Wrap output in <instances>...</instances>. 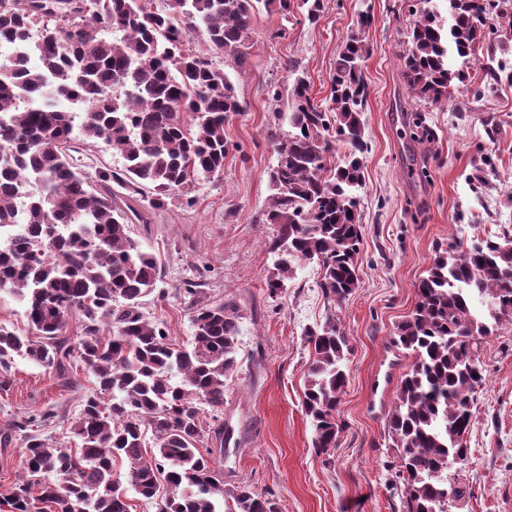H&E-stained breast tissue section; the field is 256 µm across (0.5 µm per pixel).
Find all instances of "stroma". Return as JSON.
<instances>
[{
	"mask_svg": "<svg viewBox=\"0 0 512 512\" xmlns=\"http://www.w3.org/2000/svg\"><path fill=\"white\" fill-rule=\"evenodd\" d=\"M414 0H324L316 22L262 9L253 18L249 64L232 81L245 110L225 135L233 148L220 177L198 181L194 205L175 198L132 236L163 269L161 296L143 310L183 344L193 328L178 289L202 272V295L233 303L239 314L236 365L225 380L224 422L233 438L223 459L224 483L249 484L272 495L279 512H404L392 490L387 461L396 456L387 417L409 365L393 345L397 326L414 308L415 287L436 250L456 241L512 234V0H499L500 18L479 61L493 60L483 82L452 88L430 104L413 97L401 78L410 47ZM362 33L370 54L364 66V181L358 191L362 240L360 281L340 304L328 301L316 265H301L277 296L266 281L273 257L267 246L277 227L263 223L275 163L272 135L289 131L285 106L267 91L290 89L304 77L315 99L330 94L339 50ZM497 169L485 184L473 179L481 157ZM336 316L352 349L338 407L343 426L328 454L312 446L302 408L311 348L306 328ZM487 379L476 394L465 436L467 461L451 471L464 489L451 512H512V319L480 349ZM60 390L51 371L16 359L0 385V426L52 410L51 443L71 445L69 427L92 374L77 369Z\"/></svg>",
	"mask_w": 512,
	"mask_h": 512,
	"instance_id": "35a3bbf8",
	"label": "stroma"
}]
</instances>
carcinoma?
Instances as JSON below:
<instances>
[{"label":"carcinoma","instance_id":"obj_1","mask_svg":"<svg viewBox=\"0 0 512 512\" xmlns=\"http://www.w3.org/2000/svg\"><path fill=\"white\" fill-rule=\"evenodd\" d=\"M0 0V293L19 297L33 336L0 323V372L21 357L65 377L80 366L96 381L70 426L71 448L42 431L56 418L31 414L0 430V444L20 436L25 468L0 512H130L112 479L118 462L128 482L163 512H278L247 484L224 487V468L198 445L204 414L219 420L224 385L236 359L238 314L200 296L194 278L178 288L194 328L177 348L142 311L158 290L156 256L131 236L151 224L168 199L224 172L231 144L224 125L244 111L221 55L238 68L253 48L252 17L273 3L317 21L322 0ZM442 16L418 0L402 56L412 96L438 103L471 79L475 47L486 40L496 0H447ZM33 43L38 70L13 56ZM361 33L339 51L331 97L323 104L295 78L288 92L292 131L273 138V194L263 213L278 226L267 290L285 289L299 262L316 263L327 299L342 303L359 284L362 224L363 109L368 96ZM96 138L124 159L119 171L90 176L76 141ZM117 184L119 189L112 188ZM495 304L490 324L472 312L475 297ZM83 335H67L68 317ZM512 317V238L486 237L436 252L416 286L410 316L394 346L409 358L388 435L407 512H449L448 471L469 454L464 443L475 393L486 380L479 350L500 316ZM312 355L303 407L313 448L326 454L342 430L338 406L351 348L331 317L306 331ZM151 436L155 453L146 451ZM168 491L159 494L160 486Z\"/></svg>","mask_w":512,"mask_h":512}]
</instances>
